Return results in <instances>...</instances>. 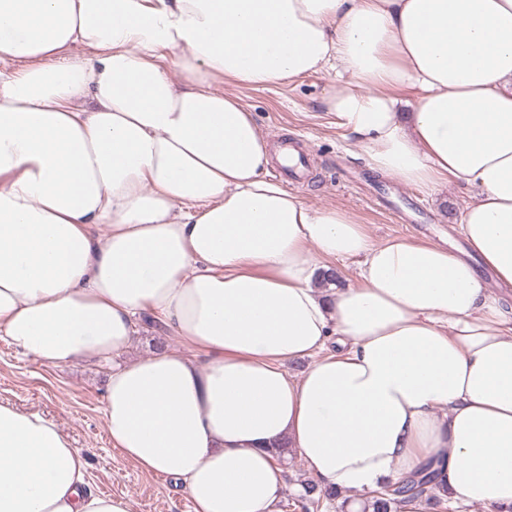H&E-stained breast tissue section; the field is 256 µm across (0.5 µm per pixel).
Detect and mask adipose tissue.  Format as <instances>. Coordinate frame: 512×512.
Returning <instances> with one entry per match:
<instances>
[{
  "label": "adipose tissue",
  "instance_id": "adipose-tissue-1",
  "mask_svg": "<svg viewBox=\"0 0 512 512\" xmlns=\"http://www.w3.org/2000/svg\"><path fill=\"white\" fill-rule=\"evenodd\" d=\"M4 58L0 335L48 366L110 361L113 448L194 512H276L283 442L327 490L427 466L512 512V304L445 248L373 243L289 192L215 88L337 67L324 105L371 169L475 189L459 231L512 286V0H0ZM350 258L356 285L314 288ZM145 313L188 352L123 360ZM0 512L133 504L93 489L55 421L0 402Z\"/></svg>",
  "mask_w": 512,
  "mask_h": 512
}]
</instances>
